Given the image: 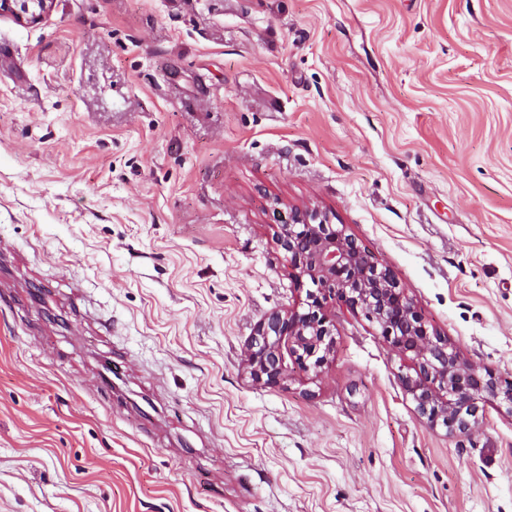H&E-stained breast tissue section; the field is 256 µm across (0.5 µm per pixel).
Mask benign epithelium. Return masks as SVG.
<instances>
[{"instance_id":"benign-epithelium-1","label":"benign epithelium","mask_w":512,"mask_h":512,"mask_svg":"<svg viewBox=\"0 0 512 512\" xmlns=\"http://www.w3.org/2000/svg\"><path fill=\"white\" fill-rule=\"evenodd\" d=\"M55 0H0V15L24 25L40 23ZM273 235L291 268L298 307L266 314L251 336L247 368L253 382L286 389L300 376L318 374L336 346V305L374 323L379 336L404 361V393L431 430L468 434L483 422L480 402L512 406V382L488 371L477 388L461 380L474 370L447 337L417 310L395 273L382 266L345 227L318 208L288 209V223Z\"/></svg>"}]
</instances>
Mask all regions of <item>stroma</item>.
<instances>
[{
  "mask_svg": "<svg viewBox=\"0 0 512 512\" xmlns=\"http://www.w3.org/2000/svg\"><path fill=\"white\" fill-rule=\"evenodd\" d=\"M291 203L512 380V0L0 16V512H512V409L430 430L364 317L313 382H251L255 324L301 299Z\"/></svg>",
  "mask_w": 512,
  "mask_h": 512,
  "instance_id": "obj_1",
  "label": "stroma"
}]
</instances>
